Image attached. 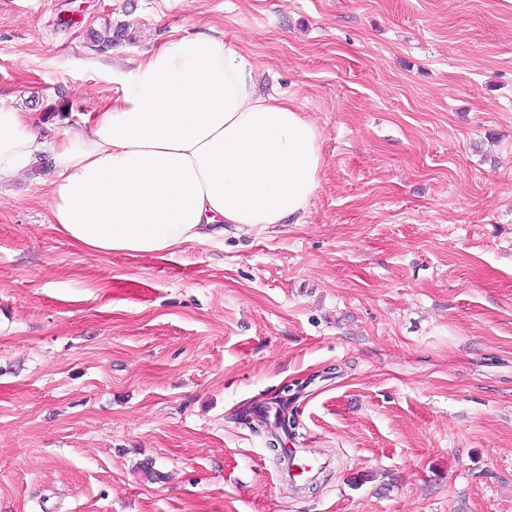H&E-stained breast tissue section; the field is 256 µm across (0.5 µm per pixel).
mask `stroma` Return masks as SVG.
Masks as SVG:
<instances>
[{
	"instance_id": "1",
	"label": "stroma",
	"mask_w": 512,
	"mask_h": 512,
	"mask_svg": "<svg viewBox=\"0 0 512 512\" xmlns=\"http://www.w3.org/2000/svg\"><path fill=\"white\" fill-rule=\"evenodd\" d=\"M212 28L316 123L320 187L159 259L58 232L48 153L0 184V512H512V5L0 0V103L59 141ZM296 381L331 464L293 491L240 413ZM89 35L99 51H106L121 41L131 42L134 39L131 28L127 23L112 25L110 22L100 30H91Z\"/></svg>"
}]
</instances>
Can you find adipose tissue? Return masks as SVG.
I'll return each mask as SVG.
<instances>
[{
    "label": "adipose tissue",
    "mask_w": 512,
    "mask_h": 512,
    "mask_svg": "<svg viewBox=\"0 0 512 512\" xmlns=\"http://www.w3.org/2000/svg\"><path fill=\"white\" fill-rule=\"evenodd\" d=\"M257 70L215 31L113 72L121 94L52 148L51 223L92 255L160 259L231 231L300 223L320 187V132L261 93ZM42 148L31 114L0 106V182L26 175Z\"/></svg>",
    "instance_id": "adipose-tissue-1"
}]
</instances>
